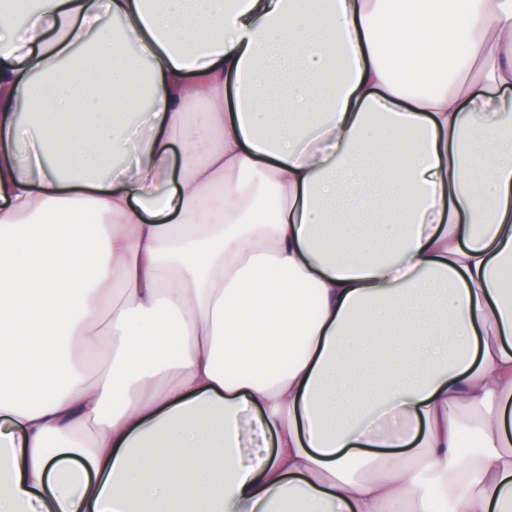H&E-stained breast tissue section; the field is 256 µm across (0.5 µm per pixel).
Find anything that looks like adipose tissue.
<instances>
[{
    "instance_id": "ef3b65f1",
    "label": "adipose tissue",
    "mask_w": 512,
    "mask_h": 512,
    "mask_svg": "<svg viewBox=\"0 0 512 512\" xmlns=\"http://www.w3.org/2000/svg\"><path fill=\"white\" fill-rule=\"evenodd\" d=\"M512 0H0V512H512Z\"/></svg>"
}]
</instances>
